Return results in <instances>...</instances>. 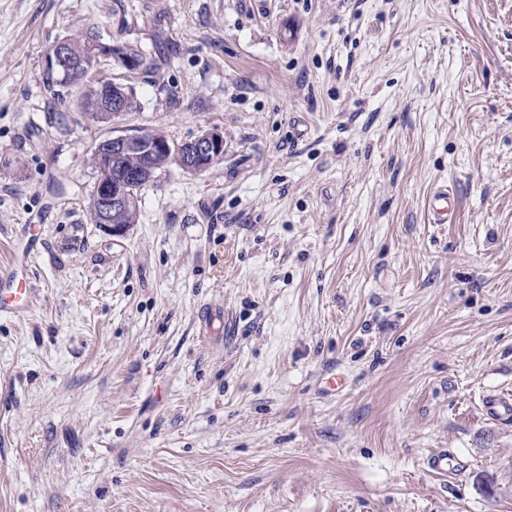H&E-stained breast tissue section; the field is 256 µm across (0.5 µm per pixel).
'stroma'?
<instances>
[{"label": "stroma", "mask_w": 512, "mask_h": 512, "mask_svg": "<svg viewBox=\"0 0 512 512\" xmlns=\"http://www.w3.org/2000/svg\"><path fill=\"white\" fill-rule=\"evenodd\" d=\"M90 30L148 52L104 62L139 103L107 123L44 88ZM211 128L94 224L96 143ZM16 264L0 512H512V0H0ZM454 192L448 183L437 184L427 201V221L431 224L455 223L457 213L454 206ZM19 268L9 272L7 275L2 276L0 279V308L3 300L8 299L13 309L22 311L30 304V297L27 293V288L22 287V278L19 275ZM427 467L431 472L442 476L456 475L461 470L460 462L453 455L448 454V450L432 454L427 459Z\"/></svg>", "instance_id": "obj_1"}]
</instances>
